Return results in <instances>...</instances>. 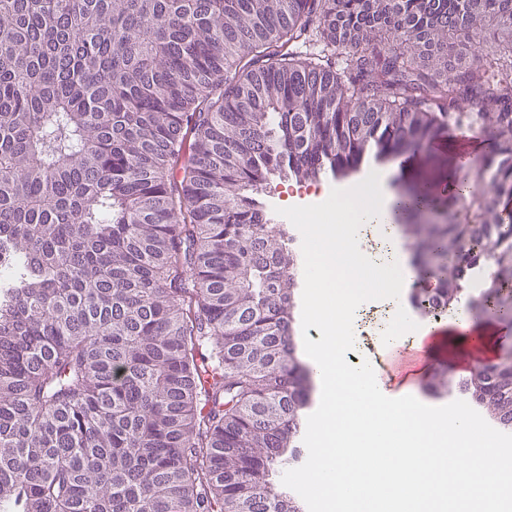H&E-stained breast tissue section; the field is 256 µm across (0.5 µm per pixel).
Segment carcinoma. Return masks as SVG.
I'll return each mask as SVG.
<instances>
[{
  "instance_id": "cac0c4a2",
  "label": "carcinoma",
  "mask_w": 512,
  "mask_h": 512,
  "mask_svg": "<svg viewBox=\"0 0 512 512\" xmlns=\"http://www.w3.org/2000/svg\"><path fill=\"white\" fill-rule=\"evenodd\" d=\"M486 27L512 58V0H0V512H302L272 482L312 389L275 176L404 166L468 118L480 172L399 194L414 302L511 327ZM454 390L511 433L512 346Z\"/></svg>"
}]
</instances>
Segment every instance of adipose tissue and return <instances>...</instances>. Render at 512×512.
Listing matches in <instances>:
<instances>
[{"label": "adipose tissue", "instance_id": "ef3b65f1", "mask_svg": "<svg viewBox=\"0 0 512 512\" xmlns=\"http://www.w3.org/2000/svg\"><path fill=\"white\" fill-rule=\"evenodd\" d=\"M391 169L370 168L336 189L287 199L288 218L309 244L303 318L314 336L305 360L320 388V406L310 427V450L297 480L315 492L318 512H374L365 496L364 475L374 458L392 461L404 483L391 487L407 512H441V488L452 482L457 512H503L512 501V461L489 456L475 481L462 478L460 461L473 455L476 439L468 416L429 415L388 404L372 369L346 370L343 354L355 342L354 323L363 304L390 305L379 330L390 348L403 337L416 345L444 343L448 354L465 359L474 347L495 352V330L472 325L464 313L448 320L447 331L416 327L403 302L408 255L399 233L397 197L387 189ZM351 385L340 391L337 377Z\"/></svg>", "mask_w": 512, "mask_h": 512}]
</instances>
